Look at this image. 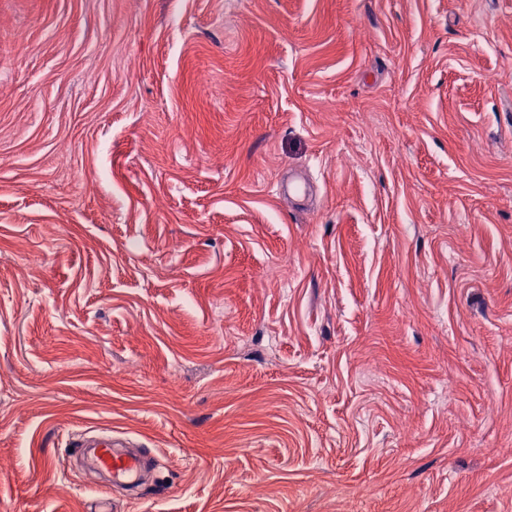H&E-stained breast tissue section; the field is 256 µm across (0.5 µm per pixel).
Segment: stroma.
Returning <instances> with one entry per match:
<instances>
[{"instance_id":"35a3bbf8","label":"stroma","mask_w":512,"mask_h":512,"mask_svg":"<svg viewBox=\"0 0 512 512\" xmlns=\"http://www.w3.org/2000/svg\"><path fill=\"white\" fill-rule=\"evenodd\" d=\"M508 446L512 0H0V512H512ZM77 448H93L91 463L97 469L112 475L113 481L123 480L127 485H135L141 478L146 467L143 456L125 448L123 444H112L108 437H90L80 439ZM113 446V448H112Z\"/></svg>"}]
</instances>
